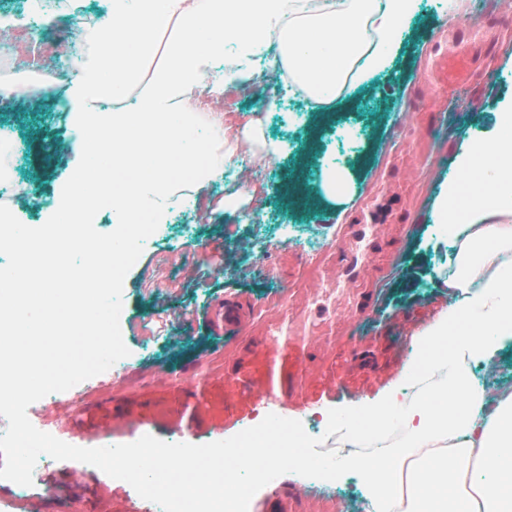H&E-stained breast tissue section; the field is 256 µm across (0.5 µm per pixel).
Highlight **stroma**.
<instances>
[{
  "label": "stroma",
  "instance_id": "obj_1",
  "mask_svg": "<svg viewBox=\"0 0 512 512\" xmlns=\"http://www.w3.org/2000/svg\"><path fill=\"white\" fill-rule=\"evenodd\" d=\"M459 16L448 0H419L416 15L397 36L392 66L346 100L327 105L285 95L279 70L256 72L223 95L202 96V107L220 104L230 140L263 114L265 134L279 145L267 154L255 145L243 179L249 191L226 203L223 178L179 192L124 281L123 340L130 354L120 364L58 393L42 408L39 426L56 434V421L77 432L71 445L94 448L102 436L124 444L140 432L178 442L184 431L204 430V442L224 440L274 413L303 419L332 408L372 404L405 384L416 367L413 338L448 304V254L452 241L434 201L458 172L463 136H489L499 112L512 108V13L502 0H464ZM459 19L488 30L472 79L441 90L431 85L433 44L448 40V23ZM65 97L48 94L0 100V138L13 142L9 169L29 198L13 201L0 191L20 222L38 227L51 215L45 202L79 173L82 152L72 141L59 107ZM440 161L439 175L420 169L424 155ZM354 178L346 206L327 203L321 192L326 166ZM391 182L389 198L398 220L395 241L373 257L382 270L376 313L358 329L342 318L338 337L300 350L273 345L269 329L288 301V291L314 286L303 248L307 235H335L354 223L359 205ZM254 303L257 313L242 332L225 331L224 298ZM305 372L300 391L290 378ZM285 389L265 399L272 379ZM47 486H67L50 512H150L126 482L78 461H51ZM281 489L306 493L307 512H354L368 492L358 476L332 482L276 478Z\"/></svg>",
  "mask_w": 512,
  "mask_h": 512
}]
</instances>
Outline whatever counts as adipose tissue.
<instances>
[{
  "mask_svg": "<svg viewBox=\"0 0 512 512\" xmlns=\"http://www.w3.org/2000/svg\"><path fill=\"white\" fill-rule=\"evenodd\" d=\"M313 2L302 15L293 0H110L105 19L79 18L99 53L69 87L65 110L76 144L111 148L112 207L125 223L157 219L166 177L189 153L203 156L208 177L229 163L216 148L219 131L186 135L185 105L201 84L220 92L231 78L248 79L241 63L270 48L297 86L335 102L390 68L395 27L418 8V0ZM228 59L237 67L231 78ZM457 163L472 177L471 199L462 224L456 184L435 202L459 244L447 311L425 339L433 353L455 339L448 386L401 409L405 448L346 465L381 498L406 500L404 512H512V385L490 393L472 380L473 361L493 369L512 340V113H498L489 138L463 141ZM417 448L429 457L402 472Z\"/></svg>",
  "mask_w": 512,
  "mask_h": 512,
  "instance_id": "ef3b65f1",
  "label": "adipose tissue"
}]
</instances>
